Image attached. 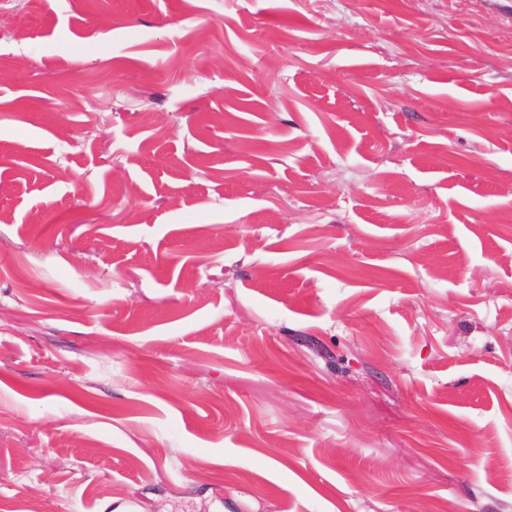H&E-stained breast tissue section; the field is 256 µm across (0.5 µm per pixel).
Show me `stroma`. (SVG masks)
Segmentation results:
<instances>
[{
    "label": "stroma",
    "mask_w": 512,
    "mask_h": 512,
    "mask_svg": "<svg viewBox=\"0 0 512 512\" xmlns=\"http://www.w3.org/2000/svg\"><path fill=\"white\" fill-rule=\"evenodd\" d=\"M512 0H0V512H512Z\"/></svg>",
    "instance_id": "stroma-1"
}]
</instances>
